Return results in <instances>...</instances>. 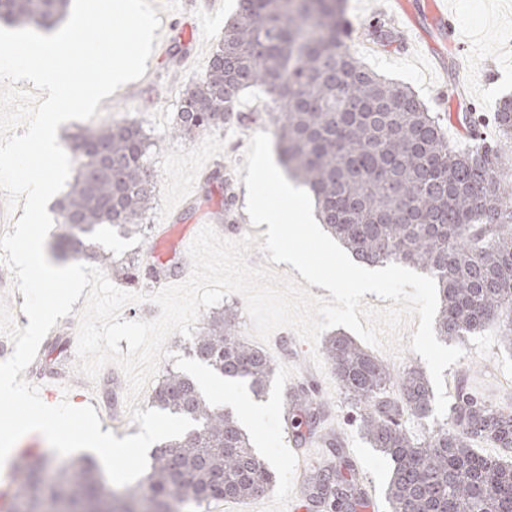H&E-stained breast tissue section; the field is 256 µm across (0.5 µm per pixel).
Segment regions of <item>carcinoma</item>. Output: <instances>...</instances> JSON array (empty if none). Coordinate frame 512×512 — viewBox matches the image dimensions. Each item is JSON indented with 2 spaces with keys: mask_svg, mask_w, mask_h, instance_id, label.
<instances>
[{
  "mask_svg": "<svg viewBox=\"0 0 512 512\" xmlns=\"http://www.w3.org/2000/svg\"><path fill=\"white\" fill-rule=\"evenodd\" d=\"M68 0H0V19L50 29ZM346 0H238L235 16L201 78L183 91L172 134L191 139L243 123L241 94L259 87L276 105L274 135L288 178L315 200L328 231L361 263L418 267L440 297L436 333L462 343L489 325L512 346V176L499 167L496 144L466 152L448 145L447 117L431 112L409 88L367 69L347 44ZM382 45L398 39L387 25L371 26ZM500 141H512V100L495 114ZM142 127L115 122L71 138L76 176L59 202L58 260L96 262L141 288L175 269L121 262L100 247L116 229L142 228L152 209L155 171ZM224 184V213L238 195L217 165L202 190ZM192 356L226 379L262 395L277 364L241 334L226 308L188 340ZM352 421L392 464L389 512H512V405L461 385L448 412L433 421L434 391L418 367L400 372L346 336L324 345ZM151 406L188 417L194 426L153 449L151 470L121 500L108 495L95 466L83 461L53 475L46 452L21 455L9 512H185L212 500H247L277 480L252 449L234 416L212 406L194 380L168 369ZM322 409L309 386L293 396L285 430L298 441L314 434ZM431 421L422 434L409 421ZM487 443L504 452L482 455ZM309 476L307 512H359L362 475L342 450Z\"/></svg>",
  "mask_w": 512,
  "mask_h": 512,
  "instance_id": "cac0c4a2",
  "label": "carcinoma"
}]
</instances>
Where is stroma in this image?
<instances>
[{"label":"stroma","mask_w":512,"mask_h":512,"mask_svg":"<svg viewBox=\"0 0 512 512\" xmlns=\"http://www.w3.org/2000/svg\"><path fill=\"white\" fill-rule=\"evenodd\" d=\"M505 2L449 0L448 6L455 10L460 29L470 45L467 67L461 81L454 85L439 83L433 60L405 46L404 42L370 47L356 42L352 48L371 70L409 86L431 111L450 113L456 120L469 111H476L487 122L489 141L495 142L499 139L494 123L498 103L502 97L512 96V7H506ZM237 3L238 0H224V12L218 16L210 14L207 0H181L180 10L162 12V29L178 33L174 48L192 52L196 59L194 67L178 73L173 69V60L160 63L148 60V67L154 70L151 79L144 84L130 82L114 94L118 121L140 125L153 143L151 159L157 182L148 225L175 224L187 233L194 225L209 224L219 234H226L228 227L222 206L224 188L214 183L209 191H202L200 176L216 164H223L238 194H245L247 141L256 132L273 130L272 104L261 89L253 88L242 93L238 104L239 111L247 116L244 126L221 128L192 142L169 133L180 110L182 91L206 69L212 50L224 32V24L235 13ZM346 14L356 30L372 23L397 27L402 21L397 0H347ZM189 194L195 199L194 209H179V202ZM79 319V314L74 313L58 320L56 342L43 347L41 366L33 371L25 370L23 376L27 379L36 374L65 378L71 386V405H90L108 413L114 400L124 399L127 380L112 365L105 367L92 382L77 371ZM463 348L465 357L449 367V374L459 375L479 394L512 403V390H504L501 385L502 378H512V349L501 344L496 330L490 327L469 337ZM320 379L325 386L320 397L323 419L338 424L377 494H384L391 474L389 461L370 448L356 424L348 420L332 374L322 373Z\"/></svg>","instance_id":"1"}]
</instances>
